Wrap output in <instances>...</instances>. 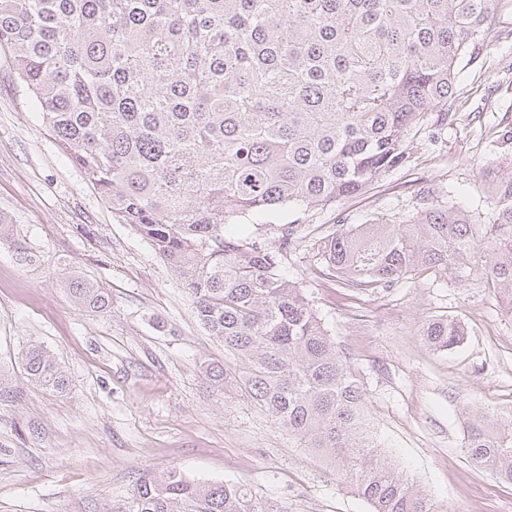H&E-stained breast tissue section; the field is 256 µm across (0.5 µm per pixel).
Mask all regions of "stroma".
<instances>
[{"mask_svg":"<svg viewBox=\"0 0 512 512\" xmlns=\"http://www.w3.org/2000/svg\"><path fill=\"white\" fill-rule=\"evenodd\" d=\"M492 40L459 63L447 126L427 118L407 163L363 193L324 208L287 207L236 218L241 241L296 250L284 267L347 356L369 399L383 454L444 512H512V487L463 453L465 408L512 414V317L486 282L415 272L384 290L340 287L314 243L377 218L397 221L425 196L496 219L495 188L512 173V5L489 21ZM0 219L29 261L0 242V512H106L143 470L176 468L214 483H244L288 512H371L332 467L289 440L210 366L242 370L198 321L173 268L107 203L57 146L20 91L0 49ZM97 282L110 307L78 308L68 272ZM454 317L466 342L427 348L422 327ZM44 345L66 371V392L29 382L23 353Z\"/></svg>","mask_w":512,"mask_h":512,"instance_id":"1","label":"stroma"}]
</instances>
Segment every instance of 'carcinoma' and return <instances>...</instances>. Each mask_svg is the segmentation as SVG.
<instances>
[{
	"label": "carcinoma",
	"mask_w": 512,
	"mask_h": 512,
	"mask_svg": "<svg viewBox=\"0 0 512 512\" xmlns=\"http://www.w3.org/2000/svg\"><path fill=\"white\" fill-rule=\"evenodd\" d=\"M502 0H0V47L58 147L178 273L199 321L246 365L214 382L245 388L289 437L333 466L372 512H439L379 451L363 386L303 289L283 273L294 228L272 249L224 227L248 213L326 206L410 158L412 133L448 124L463 48L484 43ZM497 218L474 224L431 202L315 242L344 288L389 289L416 270L484 279L512 316V175ZM482 264L472 263L475 257ZM80 308L110 307L76 272ZM463 325L423 326L432 350ZM28 380L69 379L49 350L23 355ZM466 459L512 486V417L468 411ZM109 512H287L244 484L177 469L139 475Z\"/></svg>",
	"instance_id": "carcinoma-1"
}]
</instances>
